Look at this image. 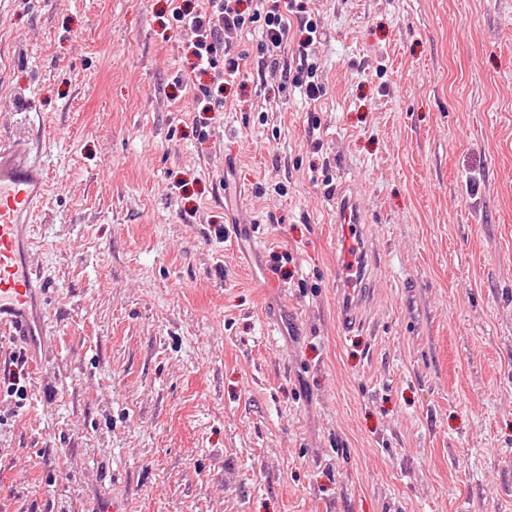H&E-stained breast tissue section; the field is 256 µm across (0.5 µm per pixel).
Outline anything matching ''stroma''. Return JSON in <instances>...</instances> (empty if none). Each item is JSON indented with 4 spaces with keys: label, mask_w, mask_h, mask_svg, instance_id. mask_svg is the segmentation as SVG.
I'll list each match as a JSON object with an SVG mask.
<instances>
[{
    "label": "stroma",
    "mask_w": 512,
    "mask_h": 512,
    "mask_svg": "<svg viewBox=\"0 0 512 512\" xmlns=\"http://www.w3.org/2000/svg\"><path fill=\"white\" fill-rule=\"evenodd\" d=\"M303 2L324 95L251 29L199 112L206 0H0L55 321L0 512H512V0ZM332 183L375 260L349 334Z\"/></svg>",
    "instance_id": "35a3bbf8"
}]
</instances>
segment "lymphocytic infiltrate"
<instances>
[{
  "label": "lymphocytic infiltrate",
  "mask_w": 512,
  "mask_h": 512,
  "mask_svg": "<svg viewBox=\"0 0 512 512\" xmlns=\"http://www.w3.org/2000/svg\"><path fill=\"white\" fill-rule=\"evenodd\" d=\"M239 3L240 0H208L202 10H180L173 15L178 26L191 34L195 58L193 74L210 77L209 83L194 86L195 100L202 111H223L224 86L240 73L238 59L226 42L227 35L255 25L261 29L257 49L266 67L279 72L284 84L300 95L318 99L323 85L307 55H300L293 66L281 62L290 32L288 15L294 10V0H255L253 9L248 11L240 9Z\"/></svg>",
  "instance_id": "lymphocytic-infiltrate-1"
}]
</instances>
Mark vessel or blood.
I'll return each mask as SVG.
<instances>
[{"label":"vessel or blood","mask_w":512,"mask_h":512,"mask_svg":"<svg viewBox=\"0 0 512 512\" xmlns=\"http://www.w3.org/2000/svg\"><path fill=\"white\" fill-rule=\"evenodd\" d=\"M31 153L25 133L0 138V335L38 358L46 334L47 290L30 268L24 229L29 216L47 200L48 178ZM336 222L341 242L336 286L341 325L349 332L356 326V311L365 297L369 255L360 230V206L341 187L336 190Z\"/></svg>","instance_id":"obj_1"}]
</instances>
